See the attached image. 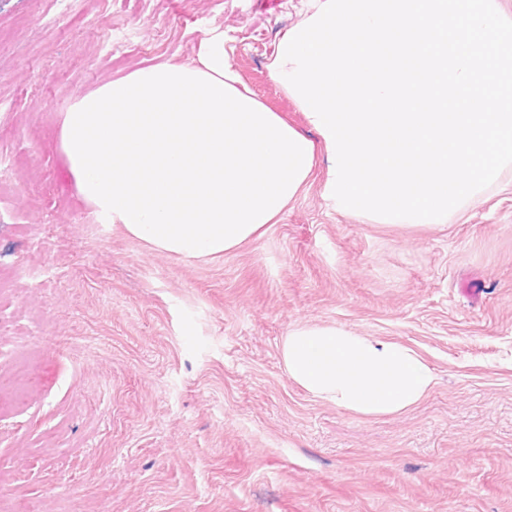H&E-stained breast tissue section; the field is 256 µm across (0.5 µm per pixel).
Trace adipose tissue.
Returning a JSON list of instances; mask_svg holds the SVG:
<instances>
[{"label": "adipose tissue", "mask_w": 512, "mask_h": 512, "mask_svg": "<svg viewBox=\"0 0 512 512\" xmlns=\"http://www.w3.org/2000/svg\"><path fill=\"white\" fill-rule=\"evenodd\" d=\"M280 354L289 378L312 397L363 418L407 411L435 385L412 347L338 325H296L284 336Z\"/></svg>", "instance_id": "adipose-tissue-1"}]
</instances>
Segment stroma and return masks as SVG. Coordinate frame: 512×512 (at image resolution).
<instances>
[{
	"mask_svg": "<svg viewBox=\"0 0 512 512\" xmlns=\"http://www.w3.org/2000/svg\"><path fill=\"white\" fill-rule=\"evenodd\" d=\"M309 0H0V495L42 512H512V186L437 228L337 214L318 154L261 238L158 251L76 192L61 149L79 93L191 62L207 30L290 125L270 76ZM414 348L436 377L368 420L289 379L297 323Z\"/></svg>",
	"mask_w": 512,
	"mask_h": 512,
	"instance_id": "1",
	"label": "stroma"
}]
</instances>
